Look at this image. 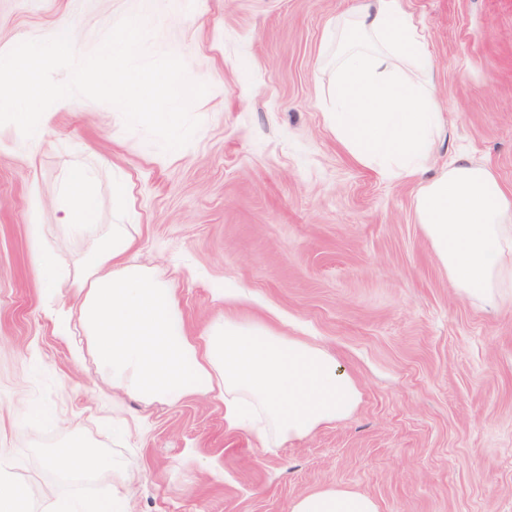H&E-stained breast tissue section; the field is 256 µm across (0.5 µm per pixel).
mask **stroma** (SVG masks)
Returning <instances> with one entry per match:
<instances>
[{"mask_svg": "<svg viewBox=\"0 0 512 512\" xmlns=\"http://www.w3.org/2000/svg\"><path fill=\"white\" fill-rule=\"evenodd\" d=\"M428 36L445 132L430 167H491L512 194V0H403ZM343 0H0V47L74 26L82 53L123 17L151 53L181 57L209 90L201 125L163 151L115 107H51L40 146L0 126V453L33 493L121 496L126 512H286L313 489L373 497L380 512H512V303L462 296L416 221L415 182L385 180L329 129ZM97 175V223L56 224L71 171ZM128 184L133 209L115 210ZM55 274L35 260L31 222ZM114 224L131 263L173 283L191 333L231 316L334 355L359 402L314 434L260 447L200 396L113 395L76 318L82 255ZM234 291L217 298L214 284ZM45 415L18 424L21 410ZM79 430L117 466L93 489L47 466Z\"/></svg>", "mask_w": 512, "mask_h": 512, "instance_id": "stroma-1", "label": "stroma"}]
</instances>
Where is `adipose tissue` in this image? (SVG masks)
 I'll list each match as a JSON object with an SVG mask.
<instances>
[{
  "instance_id": "ef3b65f1",
  "label": "adipose tissue",
  "mask_w": 512,
  "mask_h": 512,
  "mask_svg": "<svg viewBox=\"0 0 512 512\" xmlns=\"http://www.w3.org/2000/svg\"><path fill=\"white\" fill-rule=\"evenodd\" d=\"M336 109L327 120L352 157L381 178L421 179L419 224L468 298L495 303L512 295V195L485 165L451 164L430 180L442 126L427 37L402 0H351L336 27ZM59 226L93 229L96 173L83 168L61 193ZM135 237L113 225L82 258L77 312L112 387L175 403L197 395L224 407V425L262 447L304 438L350 415L353 378L335 357L262 323L232 317L191 336L171 282L127 264ZM70 434L58 457L71 474L113 467ZM288 512H379L372 497L342 487L300 495Z\"/></svg>"
}]
</instances>
